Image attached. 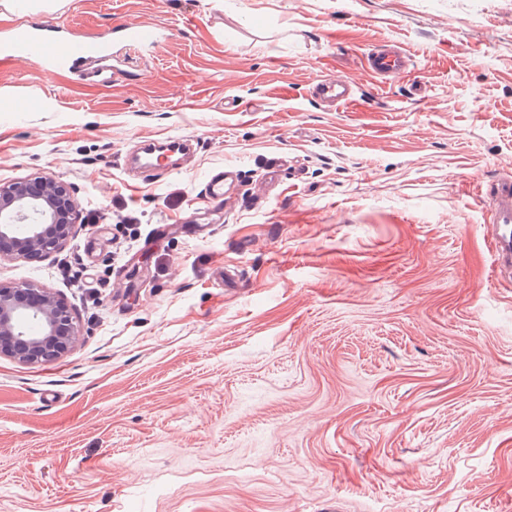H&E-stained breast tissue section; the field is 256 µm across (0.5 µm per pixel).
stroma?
Masks as SVG:
<instances>
[{"label": "stroma", "mask_w": 512, "mask_h": 512, "mask_svg": "<svg viewBox=\"0 0 512 512\" xmlns=\"http://www.w3.org/2000/svg\"><path fill=\"white\" fill-rule=\"evenodd\" d=\"M19 21L169 37L115 44L104 82L0 66V183L49 172L82 210L0 262L80 329L0 357V512H512V278L479 195L512 174V0H0V36ZM385 44L415 60L394 84ZM336 73L359 104L312 100ZM163 137L195 140L182 172L126 170ZM281 151L301 177L267 184ZM112 42L129 43L148 48H156L163 40L157 26L139 22L125 23L112 29ZM368 68L383 80H395L408 73L413 65L411 54L402 47L373 48L364 53ZM236 170L233 167H224L223 171L212 172L206 182L204 203H217L224 206L227 197L231 194V189L235 178Z\"/></svg>", "instance_id": "1"}]
</instances>
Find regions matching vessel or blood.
<instances>
[{"label":"vessel or blood","instance_id":"vessel-or-blood-1","mask_svg":"<svg viewBox=\"0 0 512 512\" xmlns=\"http://www.w3.org/2000/svg\"><path fill=\"white\" fill-rule=\"evenodd\" d=\"M163 40L160 29L139 22L116 26L111 36H88L64 28L35 27L19 23L0 38V65L13 62L24 56L49 73H61L73 69L86 60H101L107 57L110 42L129 43L155 48ZM365 61L376 76L383 80H395L408 73L413 59L404 48H373L365 53ZM313 98L323 106L338 107L357 99V90L351 80L340 75L319 78L312 90ZM175 138L164 140H141L133 156L137 167L151 171L159 168L158 156L163 150L178 147ZM237 173L234 168L211 173L205 186V203L225 204ZM489 202L492 232L489 246L495 265H512V179L502 178L485 194Z\"/></svg>","mask_w":512,"mask_h":512}]
</instances>
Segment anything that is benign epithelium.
<instances>
[{
	"label": "benign epithelium",
	"mask_w": 512,
	"mask_h": 512,
	"mask_svg": "<svg viewBox=\"0 0 512 512\" xmlns=\"http://www.w3.org/2000/svg\"><path fill=\"white\" fill-rule=\"evenodd\" d=\"M80 223L69 188L50 175L0 183V239L14 242L0 260L59 250ZM78 329L66 304L31 284H0V356L36 364L70 351Z\"/></svg>",
	"instance_id": "obj_1"
}]
</instances>
